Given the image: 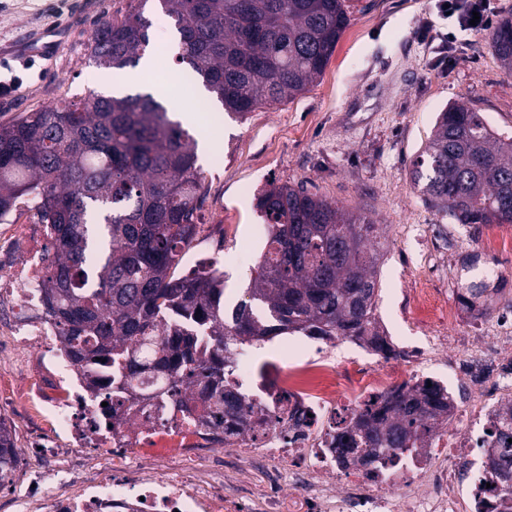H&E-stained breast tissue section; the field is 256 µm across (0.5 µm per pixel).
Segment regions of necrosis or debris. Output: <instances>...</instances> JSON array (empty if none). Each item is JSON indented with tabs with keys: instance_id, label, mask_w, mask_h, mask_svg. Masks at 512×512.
<instances>
[{
	"instance_id": "4bbe7bcc",
	"label": "necrosis or debris",
	"mask_w": 512,
	"mask_h": 512,
	"mask_svg": "<svg viewBox=\"0 0 512 512\" xmlns=\"http://www.w3.org/2000/svg\"><path fill=\"white\" fill-rule=\"evenodd\" d=\"M31 208L26 200L0 216V248L15 254L0 263V330L15 349L50 356L67 387L40 407L52 436L17 451L40 461L23 512H253L257 503L263 512H512V495L482 463L512 407V326L491 321L474 335L426 341L393 336L388 355L334 336L299 345L308 356L300 365L290 360L286 343L271 344L263 360L256 345L234 342L225 354L244 421L218 411L203 415L198 399L160 410L156 396L167 380L144 374L117 392L111 371L68 358L42 293L53 232L47 224L23 223ZM485 359L499 367L497 378L486 390L460 382L420 452L373 468L338 462L336 433L358 419L370 397L417 385L441 360ZM213 444L235 449L239 461L260 471L261 500L225 492L221 474L196 481L195 451ZM76 451L106 458L109 467L70 492L52 462Z\"/></svg>"
}]
</instances>
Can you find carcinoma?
I'll use <instances>...</instances> for the list:
<instances>
[{"instance_id": "cac0c4a2", "label": "carcinoma", "mask_w": 512, "mask_h": 512, "mask_svg": "<svg viewBox=\"0 0 512 512\" xmlns=\"http://www.w3.org/2000/svg\"><path fill=\"white\" fill-rule=\"evenodd\" d=\"M146 0H129L120 16L90 38L97 67H134L149 46ZM178 34L176 62L240 118L294 99L327 67L349 22L346 0H159ZM490 47L512 74V16L498 21ZM412 178L457 224L480 232L512 224V138L488 127L464 103L439 113L417 155ZM203 173L197 141L171 118L163 100L139 93L83 95L0 123V213L32 196L35 216L53 226L45 305L63 331L74 363L130 378L170 375L172 397L202 387L227 414L241 410L224 349L295 331L367 341L386 352L373 315L380 244L376 224L309 192L283 184L257 197L269 233L249 299L224 308L218 268L176 274L197 234ZM487 288L470 282L463 300L482 304ZM209 337L213 352L197 351ZM154 345V362L137 352ZM104 362H99V359ZM437 382L379 397L336 434L341 461L369 466L390 451L419 448L448 406ZM488 466H512V414L497 428ZM15 440L0 420V486L16 466Z\"/></svg>"}]
</instances>
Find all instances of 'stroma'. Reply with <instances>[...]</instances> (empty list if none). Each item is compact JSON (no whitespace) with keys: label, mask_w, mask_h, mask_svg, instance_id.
I'll return each mask as SVG.
<instances>
[{"label":"stroma","mask_w":512,"mask_h":512,"mask_svg":"<svg viewBox=\"0 0 512 512\" xmlns=\"http://www.w3.org/2000/svg\"><path fill=\"white\" fill-rule=\"evenodd\" d=\"M129 0H0V81L19 78L0 98V122L45 108L91 87L111 95L116 74L88 63V41L102 18L125 12ZM350 23L323 75L294 100L260 107L245 119L223 112L206 90L205 126L212 147L200 156L204 172L196 212L199 243L220 260L224 303L245 295L262 247L254 243L262 217L253 193L275 183L301 185L375 224L382 231L376 313L395 322L401 334L424 336L437 329L475 331L481 319L457 309L452 278L425 279L418 270L430 249L462 260L480 239L504 233L482 226L479 238L455 223L414 185L410 171L432 135L438 112L467 102L495 129L512 135V74L490 48L486 31L457 30L437 0H352ZM152 22L147 49L155 58L136 76L150 89L181 91L187 69L175 60L170 20L148 0ZM48 26L69 28L52 53L36 55L31 37ZM455 42H448V32ZM403 224L421 225V237L402 240ZM428 287L433 310L416 311V289ZM57 382L39 360L23 358L0 373V417L15 422V439L46 432L47 421L32 404L56 394Z\"/></svg>","instance_id":"35a3bbf8"}]
</instances>
